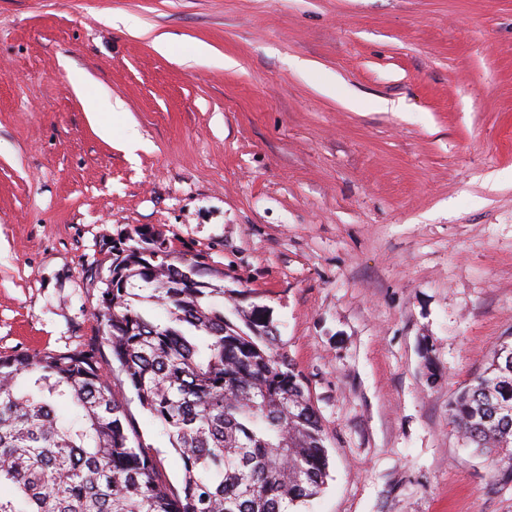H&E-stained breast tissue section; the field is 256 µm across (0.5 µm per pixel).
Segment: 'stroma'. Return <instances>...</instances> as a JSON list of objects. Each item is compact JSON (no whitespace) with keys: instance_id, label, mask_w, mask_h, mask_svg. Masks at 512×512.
<instances>
[{"instance_id":"stroma-1","label":"stroma","mask_w":512,"mask_h":512,"mask_svg":"<svg viewBox=\"0 0 512 512\" xmlns=\"http://www.w3.org/2000/svg\"><path fill=\"white\" fill-rule=\"evenodd\" d=\"M138 227L286 343L331 463L304 512H512L448 416L512 336V0H0V355L99 339Z\"/></svg>"}]
</instances>
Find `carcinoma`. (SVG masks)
<instances>
[{
  "label": "carcinoma",
  "mask_w": 512,
  "mask_h": 512,
  "mask_svg": "<svg viewBox=\"0 0 512 512\" xmlns=\"http://www.w3.org/2000/svg\"><path fill=\"white\" fill-rule=\"evenodd\" d=\"M156 249L141 229L112 241L94 306L110 356L97 344L0 356V512H296L325 488V429L286 347L224 309V286L154 260ZM126 385L180 456L179 487L131 438ZM449 412L512 481L511 341Z\"/></svg>",
  "instance_id": "obj_1"
}]
</instances>
